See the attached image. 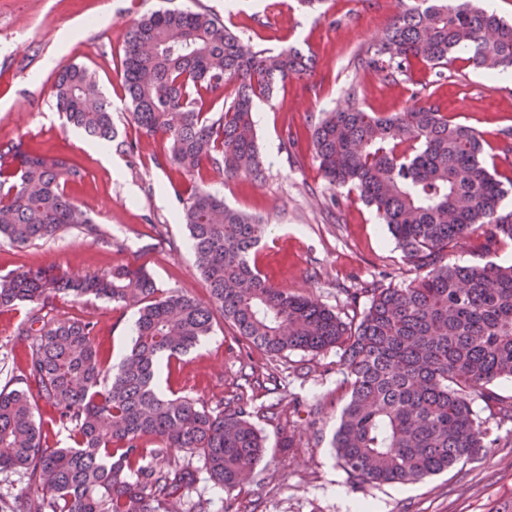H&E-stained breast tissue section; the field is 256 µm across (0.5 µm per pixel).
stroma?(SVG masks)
Here are the masks:
<instances>
[{"mask_svg": "<svg viewBox=\"0 0 512 512\" xmlns=\"http://www.w3.org/2000/svg\"><path fill=\"white\" fill-rule=\"evenodd\" d=\"M165 7L208 10L258 49L293 45L312 56L314 68L278 84L255 113L264 178L225 179L210 173L208 184L233 208L259 217L266 226L255 260L277 287L317 298L341 317L368 307L361 299L346 306L343 289L369 283L400 286L416 270L375 213L347 189H330L311 144L313 115L344 107L356 92L369 112H397L413 89L437 102L456 122L494 140L512 126V79L486 76L464 62L435 80L429 67L414 65L396 81H380L374 71L355 66L357 52L378 40L401 11L400 0H0V142L35 141L49 156L84 168L81 182L65 187L106 234L100 243L78 231L21 247L0 244V275L32 269L51 275L85 276L117 266L146 269L158 288L178 289L207 300L208 287L189 246V232L176 215L186 178L163 164L166 144L143 137L133 124L119 72L128 25ZM27 29L18 32L16 22ZM71 34L61 48L63 34ZM79 64L93 70L112 103L119 139L138 145L136 153L113 149L114 166L103 164L95 142L66 124L57 112L52 86L59 68ZM295 143L284 146V130ZM166 228L157 239L154 225ZM59 319L96 322L98 340L110 363L126 353L138 312L104 299L59 294ZM29 305L0 313V387L23 366L18 326ZM341 352L293 351L271 361L246 347L231 325L215 316L210 336L201 340L179 370L161 371L159 386L206 406L231 398L242 376L254 372L264 383L258 401L267 405L295 397L293 431L278 420L253 414L265 438V455L250 479L234 491L238 512H351L369 504L376 512H512V426L496 429L498 448L482 459L449 468L421 481L400 485L352 484L332 446L346 400L338 370ZM323 402L319 415L309 406Z\"/></svg>", "mask_w": 512, "mask_h": 512, "instance_id": "obj_1", "label": "stroma"}]
</instances>
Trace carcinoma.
<instances>
[{"instance_id": "obj_1", "label": "carcinoma", "mask_w": 512, "mask_h": 512, "mask_svg": "<svg viewBox=\"0 0 512 512\" xmlns=\"http://www.w3.org/2000/svg\"><path fill=\"white\" fill-rule=\"evenodd\" d=\"M355 59L385 81L415 62L439 79L457 60L493 75L512 67V25L478 0H407ZM310 63L291 46L254 48L205 10H157L129 26L121 85L142 135L165 141L164 161L189 177L181 217L209 302L157 288L142 268L83 279L23 269L0 276V313L36 304L18 328L24 367L14 387L0 389V474H21L26 485L0 493V512H171L175 499L187 500L186 512H211L210 499L191 498L203 473L229 494L222 512H232V492L265 449L251 421L254 376L211 408L157 387L161 366L210 335L216 312L246 346L273 356L342 351L347 398L333 447L357 484L414 483L498 446L488 421L512 422V400L489 385L512 379V264L448 260L451 246L474 236L486 253L512 243V210L501 207L512 182L488 170L480 131L419 90L400 112H367L351 92L345 107L311 121L329 186L356 190L419 271L403 286L346 291L352 304L368 297L358 319L275 287L251 263L264 225L206 182L211 171L263 178L253 101ZM53 96L68 123L105 147L116 141L112 105L87 67L61 69ZM83 178L79 165L37 144L1 143L0 240L20 246L72 229L100 235L64 191ZM70 293L138 308L117 365L107 366L95 323L42 314L51 297ZM40 401L50 414L38 420ZM57 426L70 446L54 447ZM165 448L187 458L167 460Z\"/></svg>"}]
</instances>
